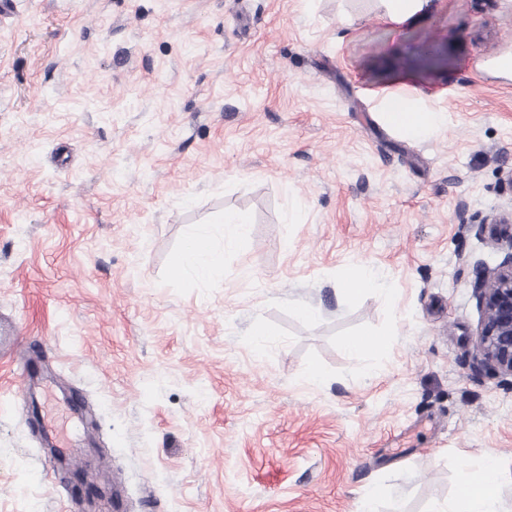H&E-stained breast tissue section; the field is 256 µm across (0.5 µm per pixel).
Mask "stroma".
I'll use <instances>...</instances> for the list:
<instances>
[{"label": "stroma", "mask_w": 512, "mask_h": 512, "mask_svg": "<svg viewBox=\"0 0 512 512\" xmlns=\"http://www.w3.org/2000/svg\"><path fill=\"white\" fill-rule=\"evenodd\" d=\"M385 11L0 8V339L44 347L0 358V512H359L373 490L377 512H438L467 466L512 503V383L472 367L474 268L504 256L478 228L512 209V0H428L397 30ZM400 77L435 136L382 121ZM198 229L223 268L175 277ZM350 265L395 300L345 302ZM357 334L388 345L350 354Z\"/></svg>", "instance_id": "1"}]
</instances>
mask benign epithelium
Listing matches in <instances>:
<instances>
[{
    "instance_id": "7a95c632",
    "label": "benign epithelium",
    "mask_w": 512,
    "mask_h": 512,
    "mask_svg": "<svg viewBox=\"0 0 512 512\" xmlns=\"http://www.w3.org/2000/svg\"><path fill=\"white\" fill-rule=\"evenodd\" d=\"M496 245L507 252L493 268L476 269L473 292L481 310L477 330L476 370L492 369L512 378V212L496 213L480 225Z\"/></svg>"
}]
</instances>
